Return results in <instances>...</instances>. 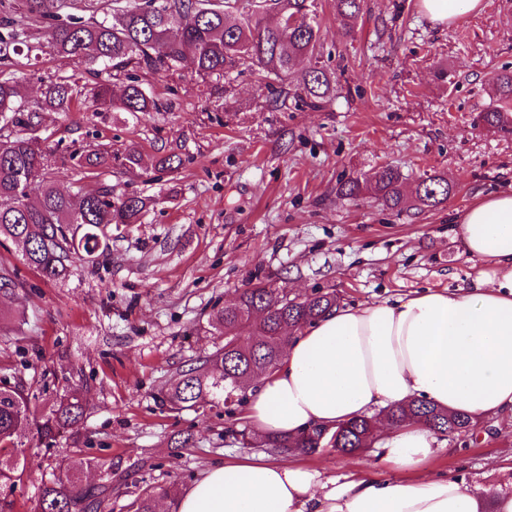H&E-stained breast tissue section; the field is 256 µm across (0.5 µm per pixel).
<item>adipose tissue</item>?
<instances>
[{
	"instance_id": "ef3b65f1",
	"label": "adipose tissue",
	"mask_w": 512,
	"mask_h": 512,
	"mask_svg": "<svg viewBox=\"0 0 512 512\" xmlns=\"http://www.w3.org/2000/svg\"><path fill=\"white\" fill-rule=\"evenodd\" d=\"M452 221L466 252L487 264L473 291L342 306L297 331L277 371L248 392L256 434L332 430L414 399L477 420L512 414V188L479 197ZM380 433L386 461L406 479H325L264 458L215 464L180 490L177 512H512L501 488L419 474L437 444L422 423Z\"/></svg>"
}]
</instances>
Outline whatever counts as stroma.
<instances>
[{"instance_id":"obj_1","label":"stroma","mask_w":512,"mask_h":512,"mask_svg":"<svg viewBox=\"0 0 512 512\" xmlns=\"http://www.w3.org/2000/svg\"><path fill=\"white\" fill-rule=\"evenodd\" d=\"M317 6L316 59L281 78L243 68L227 92L188 68L143 74L167 108L138 121L95 109L90 91L104 72L57 56L48 24L30 23L31 55L0 63L23 100L40 99L60 76L82 91L68 111L41 113L35 132L54 151L49 177L60 189L101 182L154 200L143 223L110 232L105 258L73 260L62 281H46L19 245L0 243V266L20 283L0 293V384L23 386L40 403L76 390L85 405L77 430L52 450L28 441L18 512H37L42 482L74 461L85 485L99 483L102 463L129 472L113 479L111 499L112 512H128L146 486L181 488L207 465L259 454L230 436L248 426L243 406L174 413L160 403L179 370L221 344L208 325L213 305L257 280L296 294L333 288L343 304L360 306L429 289L464 293L485 269L449 219L477 195L512 185V131L479 122L501 103L496 75L512 71V0H483L480 13L449 25L432 23L419 0H362L350 31L332 0ZM314 63L333 78L317 108L296 96ZM99 145L112 159L96 175L74 156ZM131 147L148 175L122 166ZM169 154L181 158L179 170L154 172ZM387 165L403 174L405 190L439 174L455 191L438 207L402 212L337 193L339 181ZM183 432L193 445L175 450L171 440ZM437 444L427 470L512 494L511 414ZM303 462L328 476H403L376 446Z\"/></svg>"}]
</instances>
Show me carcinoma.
Here are the masks:
<instances>
[{"instance_id": "carcinoma-1", "label": "carcinoma", "mask_w": 512, "mask_h": 512, "mask_svg": "<svg viewBox=\"0 0 512 512\" xmlns=\"http://www.w3.org/2000/svg\"><path fill=\"white\" fill-rule=\"evenodd\" d=\"M112 15L101 21L58 23L54 31L56 54L74 63L90 61L124 77L120 97L112 96L106 81L93 90L98 109L121 112L140 119L159 112L163 105L143 87L137 72H171L191 68L204 81L230 83L243 66L257 65L277 77L288 74L296 61L314 54L319 41L315 0H113ZM63 0H22L25 17L54 21ZM336 16L346 27L358 17L361 0H334ZM26 24L0 17V63L28 46ZM501 100L512 102V72L495 78ZM331 89V78L317 66L301 76L300 100L316 107ZM75 88L66 79L51 82L42 99L32 105L18 100L17 84L0 79V120L17 128L11 139L0 140V238L19 242L23 260L48 281L69 273L70 254L99 259L108 245L96 236L100 224H140L150 199L137 194L113 195L112 187L98 183L64 193L48 179V152L32 130L39 114L68 107ZM512 118L504 107L486 111L482 125L509 130ZM42 181L36 198L25 195L28 184ZM337 192L349 198L363 193L382 206L403 209L432 208L453 193V184L441 175L428 176L414 192L404 190L401 173L391 167L377 172L372 181L358 177L338 184ZM88 231L79 241L69 238L73 226ZM340 305L334 291L296 295L285 288L258 283L245 289L232 305L213 309L209 326L224 337V345L205 362L180 373L161 397L171 412L243 403L247 390L260 378L273 374L282 361L288 335L312 324ZM84 406L76 395H63L48 404V414L38 421L24 389L0 385V512H15L14 490L24 477L26 444L22 433L35 427L38 438L51 447L62 430L77 425ZM392 423H423L434 434L448 437L456 429L472 430L474 421L463 412L441 409L414 400L388 409ZM377 441L374 418L363 416L340 427L336 434L317 433L295 438L264 437L271 453L313 455L334 444L337 452L351 454ZM109 470L102 483L84 487L72 473L42 484L39 512H103L104 492L112 487ZM170 496L165 485L147 486L130 504V512H156L160 500Z\"/></svg>"}]
</instances>
